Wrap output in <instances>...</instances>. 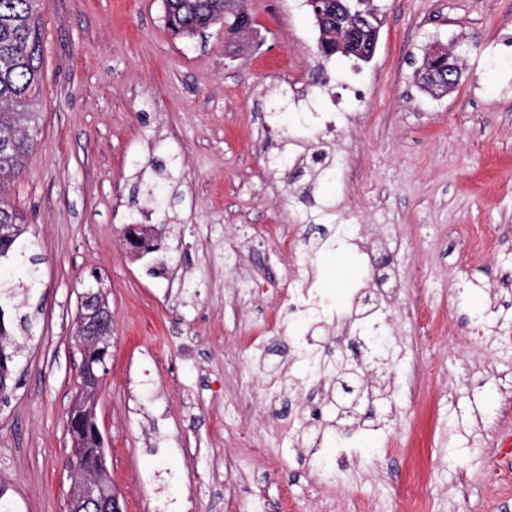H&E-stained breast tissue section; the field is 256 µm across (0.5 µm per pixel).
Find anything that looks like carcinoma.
<instances>
[{
  "instance_id": "obj_1",
  "label": "carcinoma",
  "mask_w": 512,
  "mask_h": 512,
  "mask_svg": "<svg viewBox=\"0 0 512 512\" xmlns=\"http://www.w3.org/2000/svg\"><path fill=\"white\" fill-rule=\"evenodd\" d=\"M45 6L46 0H0V225H19L17 238L25 220L11 197L39 129ZM223 9L224 0H164L165 25L173 36L193 39L213 26ZM9 335L0 307V349L11 353L0 363V397L9 394L14 379L17 351L5 343Z\"/></svg>"
}]
</instances>
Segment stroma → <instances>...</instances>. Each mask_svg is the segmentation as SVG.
<instances>
[{"label":"stroma","instance_id":"1","mask_svg":"<svg viewBox=\"0 0 512 512\" xmlns=\"http://www.w3.org/2000/svg\"><path fill=\"white\" fill-rule=\"evenodd\" d=\"M370 61L321 57L308 6L249 0L259 48L224 57V32L183 40L163 0H49L43 12L41 131L13 191L27 231L0 259L1 305L16 332L15 388L0 402V485L14 512H68L67 413L77 391L80 297L99 284L112 348L96 406L125 512H281L256 497L247 443L287 449L296 512H315L301 408L265 401L280 371L248 349L286 286L275 242L241 247L270 224L296 225L317 283L351 306L370 277L358 256L391 261V321L357 453L332 467L338 512L351 497L398 512L416 476L429 512H512V0H373ZM435 46L462 76L447 95L417 86ZM346 112L337 138L315 112ZM360 177L349 184L344 158ZM138 256L132 217L162 219ZM488 328L470 339L471 322Z\"/></svg>","mask_w":512,"mask_h":512}]
</instances>
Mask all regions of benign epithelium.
Instances as JSON below:
<instances>
[{
    "mask_svg": "<svg viewBox=\"0 0 512 512\" xmlns=\"http://www.w3.org/2000/svg\"><path fill=\"white\" fill-rule=\"evenodd\" d=\"M312 14L321 30L320 52L325 56L341 54L368 62L375 53L377 33L362 35L370 21L377 20L370 0H357L355 16L360 25L346 27L333 22V15L349 11L345 0H310ZM224 15L233 21L224 24V56L234 59L241 48L254 41V20L248 10L247 0H224ZM418 83L429 93L443 95L454 88L460 80L461 71L453 54L446 48L434 47L426 54V61L416 72ZM80 329L75 345L81 354L79 370V394L73 403L68 431L74 424L87 421V414H95L96 395L106 374V361L112 346V311L101 291L83 293ZM97 446L96 468L88 469L83 464L84 448L72 441L66 466L72 477L69 493V512H124L121 494L107 480L104 437L98 426L91 427Z\"/></svg>",
    "mask_w": 512,
    "mask_h": 512,
    "instance_id": "1",
    "label": "benign epithelium"
}]
</instances>
